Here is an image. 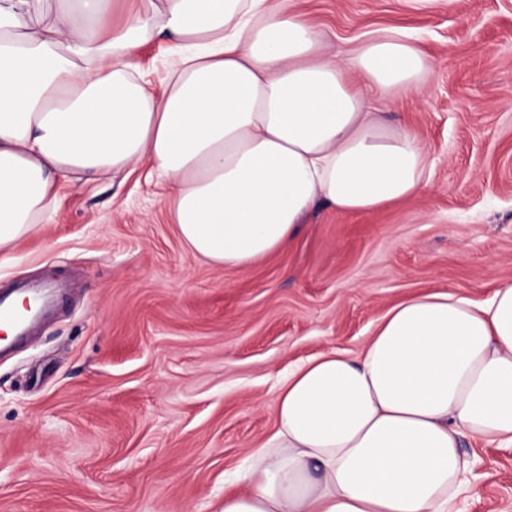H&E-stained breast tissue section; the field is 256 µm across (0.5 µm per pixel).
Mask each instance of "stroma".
<instances>
[{"mask_svg":"<svg viewBox=\"0 0 512 512\" xmlns=\"http://www.w3.org/2000/svg\"><path fill=\"white\" fill-rule=\"evenodd\" d=\"M331 54L385 30L434 63L385 106L429 145L431 184L369 215L322 206L285 248L194 256L142 163L60 189L0 251V291L56 286L0 359V512H220L224 476L274 428L290 369L361 350L400 300L512 281V0H295ZM463 512H512V448L465 440Z\"/></svg>","mask_w":512,"mask_h":512,"instance_id":"stroma-1","label":"stroma"}]
</instances>
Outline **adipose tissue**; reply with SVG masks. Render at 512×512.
<instances>
[{
    "label": "adipose tissue",
    "mask_w": 512,
    "mask_h": 512,
    "mask_svg": "<svg viewBox=\"0 0 512 512\" xmlns=\"http://www.w3.org/2000/svg\"><path fill=\"white\" fill-rule=\"evenodd\" d=\"M0 0V249L52 216L60 181L149 161L180 239L244 267L316 205L370 214L429 184L426 142L379 102L432 68L385 35L324 59L292 0ZM151 41L180 55L162 93ZM275 429L222 512H458L463 437L512 446V282L392 306L358 354L320 353L275 400ZM173 49L162 42L146 45L138 60L143 79L155 91H160L169 64L173 59Z\"/></svg>",
    "instance_id": "1"
}]
</instances>
